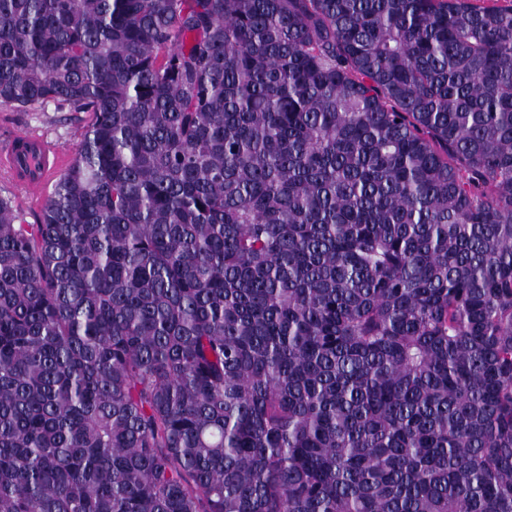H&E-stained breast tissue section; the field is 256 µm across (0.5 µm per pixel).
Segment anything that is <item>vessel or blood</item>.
I'll return each instance as SVG.
<instances>
[{"label":"vessel or blood","mask_w":512,"mask_h":512,"mask_svg":"<svg viewBox=\"0 0 512 512\" xmlns=\"http://www.w3.org/2000/svg\"><path fill=\"white\" fill-rule=\"evenodd\" d=\"M63 163L59 147L40 137L18 133L0 146V167L35 198L42 196L47 182Z\"/></svg>","instance_id":"b4317fda"}]
</instances>
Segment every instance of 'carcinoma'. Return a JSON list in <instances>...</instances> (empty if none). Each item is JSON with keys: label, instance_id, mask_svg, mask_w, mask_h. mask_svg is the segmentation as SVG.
<instances>
[{"label": "carcinoma", "instance_id": "obj_1", "mask_svg": "<svg viewBox=\"0 0 512 512\" xmlns=\"http://www.w3.org/2000/svg\"><path fill=\"white\" fill-rule=\"evenodd\" d=\"M0 512H512V5L0 0ZM85 124L84 112H70L68 108L57 110L49 105L45 109L35 106L18 110L11 105L0 104V145L2 125L39 136L15 134L2 146L0 152V195L12 199L14 209L20 213L26 224H36L39 221L56 180L75 157ZM44 138L67 151L66 162L59 147ZM54 176L56 177L45 190L44 200L41 203L32 202L23 188L32 197L40 198L45 185Z\"/></svg>", "mask_w": 512, "mask_h": 512}]
</instances>
